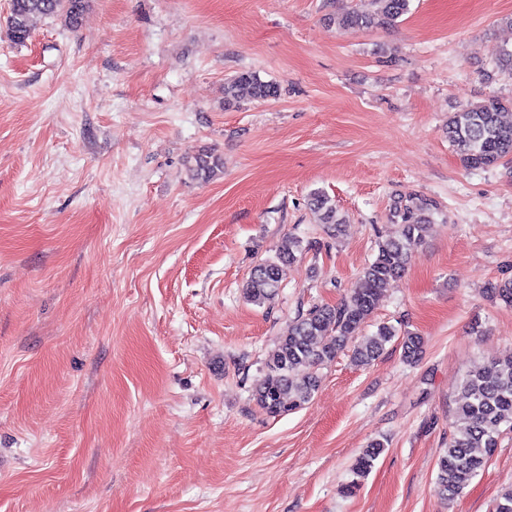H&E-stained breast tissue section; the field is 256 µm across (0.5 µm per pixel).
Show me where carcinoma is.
<instances>
[{"instance_id":"carcinoma-1","label":"carcinoma","mask_w":512,"mask_h":512,"mask_svg":"<svg viewBox=\"0 0 512 512\" xmlns=\"http://www.w3.org/2000/svg\"><path fill=\"white\" fill-rule=\"evenodd\" d=\"M373 14L353 11L337 19L343 28L364 29L391 26L409 11L410 0H373ZM88 0H10L9 25L12 38L22 43L30 35L33 21L56 16L70 27L79 23ZM280 95L277 84L243 71L224 83V104H236L243 96L265 102ZM512 111V98L494 97L448 116L447 137L461 163L469 169L498 166L512 155V123L502 113ZM224 168L217 155L200 151L190 157L187 171L194 180L209 181ZM309 207L320 214L322 223L334 231L342 224L332 199L323 191L310 195ZM438 210L437 202L425 196L395 203L393 216L400 229L378 241L374 260L365 267L355 287L338 305L316 304L299 311L268 351L262 375L252 397L270 415L279 416L309 402L321 386L319 369L334 361L338 352L358 334L376 308L384 288L399 278L412 250L423 240L426 223ZM300 241L286 238L274 256L256 264L243 286L247 301L257 306L271 302L281 287V265L293 262ZM487 294L512 305V278L490 284ZM398 336L395 327L383 324L373 336L363 338L353 350L354 361L368 365ZM403 357L419 359L423 338L406 332L401 340ZM460 401L453 411L454 431L438 461L437 493L444 501L458 497L465 482L483 470L500 447L505 429H512V357L492 361L468 372L458 386ZM385 445L373 440L356 458L353 473L367 476Z\"/></svg>"}]
</instances>
